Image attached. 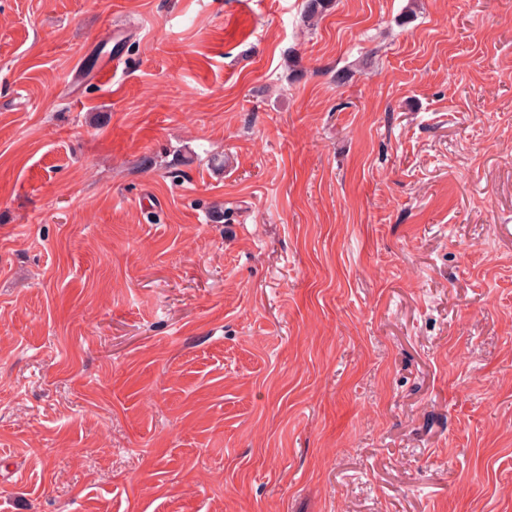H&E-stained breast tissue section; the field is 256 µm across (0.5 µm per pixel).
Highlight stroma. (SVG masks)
<instances>
[{
    "mask_svg": "<svg viewBox=\"0 0 512 512\" xmlns=\"http://www.w3.org/2000/svg\"><path fill=\"white\" fill-rule=\"evenodd\" d=\"M0 512H512V0H0Z\"/></svg>",
    "mask_w": 512,
    "mask_h": 512,
    "instance_id": "1",
    "label": "stroma"
}]
</instances>
